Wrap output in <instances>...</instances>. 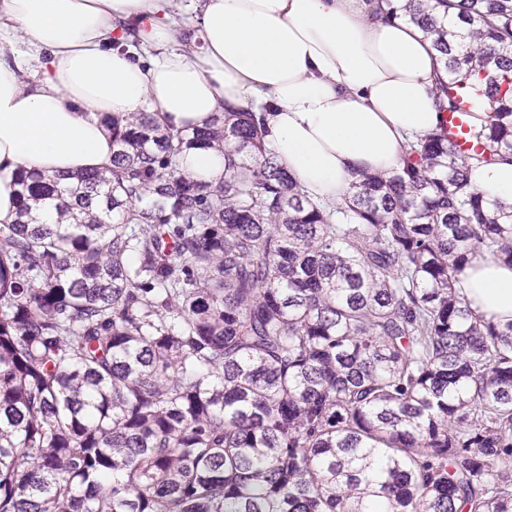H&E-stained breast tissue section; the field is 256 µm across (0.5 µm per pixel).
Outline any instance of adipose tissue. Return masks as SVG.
<instances>
[{
    "mask_svg": "<svg viewBox=\"0 0 512 512\" xmlns=\"http://www.w3.org/2000/svg\"><path fill=\"white\" fill-rule=\"evenodd\" d=\"M160 11L161 0H0V224L16 221L20 170L111 169L107 114L187 130L255 113L278 165L331 206L439 126L438 54L376 0H202L192 53ZM131 27L149 62L121 49ZM470 181L489 208L512 206V162L474 167ZM459 286L475 314L512 322L511 265L475 255Z\"/></svg>",
    "mask_w": 512,
    "mask_h": 512,
    "instance_id": "ef3b65f1",
    "label": "adipose tissue"
}]
</instances>
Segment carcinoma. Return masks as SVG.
<instances>
[{
  "label": "carcinoma",
  "instance_id": "carcinoma-1",
  "mask_svg": "<svg viewBox=\"0 0 512 512\" xmlns=\"http://www.w3.org/2000/svg\"><path fill=\"white\" fill-rule=\"evenodd\" d=\"M443 59L445 127L312 201L250 112L106 115L110 175L23 170L0 224V512H512V323L456 288L512 263V0H386ZM217 148L215 179L180 168ZM46 201L69 224H36ZM475 99L465 94L459 98V106L456 112H448L445 117V126L448 130V138L456 149L467 153L473 148V143L465 137L467 133V115L472 109ZM470 181L490 209L512 206V162L478 165L472 169Z\"/></svg>",
  "mask_w": 512,
  "mask_h": 512
}]
</instances>
